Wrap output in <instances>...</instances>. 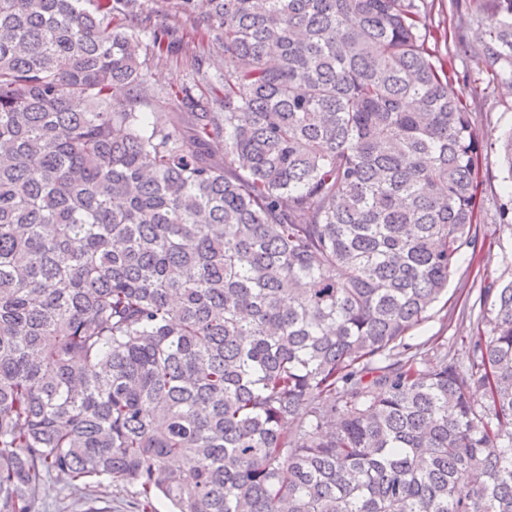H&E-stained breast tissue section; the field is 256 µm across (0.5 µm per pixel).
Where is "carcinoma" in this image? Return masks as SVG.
I'll return each mask as SVG.
<instances>
[{
	"label": "carcinoma",
	"mask_w": 512,
	"mask_h": 512,
	"mask_svg": "<svg viewBox=\"0 0 512 512\" xmlns=\"http://www.w3.org/2000/svg\"><path fill=\"white\" fill-rule=\"evenodd\" d=\"M472 14L512 80V0ZM0 0V512H512V281L406 342L477 242L427 0ZM224 53L139 111L149 69ZM491 308H486L489 297ZM133 491V488L110 479L77 490L54 474L42 484L40 497L45 512H86V502L90 500L96 501L98 507H109L106 509L109 512H133Z\"/></svg>",
	"instance_id": "obj_1"
}]
</instances>
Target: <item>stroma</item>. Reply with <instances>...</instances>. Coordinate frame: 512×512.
<instances>
[{
  "label": "stroma",
  "instance_id": "stroma-1",
  "mask_svg": "<svg viewBox=\"0 0 512 512\" xmlns=\"http://www.w3.org/2000/svg\"><path fill=\"white\" fill-rule=\"evenodd\" d=\"M436 54L452 80L451 93L469 97L472 87L478 86L486 76L482 60L459 51L455 41L438 42ZM224 67L222 57L210 55L202 69H195L190 57L181 56L161 61L152 68L149 87V109H164L170 102L167 93L188 78L197 74L217 77ZM472 118L476 132L485 138L498 137L512 128V83H493L479 98L472 99ZM479 179L482 183L480 217L476 250H463L457 272L451 277L447 295L435 306L431 317L411 332L409 341L422 344L434 336L447 337L449 342H460L471 336L473 321L456 312L455 307L464 302H474L479 288L512 280V227L499 223L497 209L506 197L503 173L496 154H488L479 162ZM45 512H86L87 501H96L108 512H133V490L109 479L91 484L84 489H74L58 476L48 477L40 488Z\"/></svg>",
  "mask_w": 512,
  "mask_h": 512
}]
</instances>
